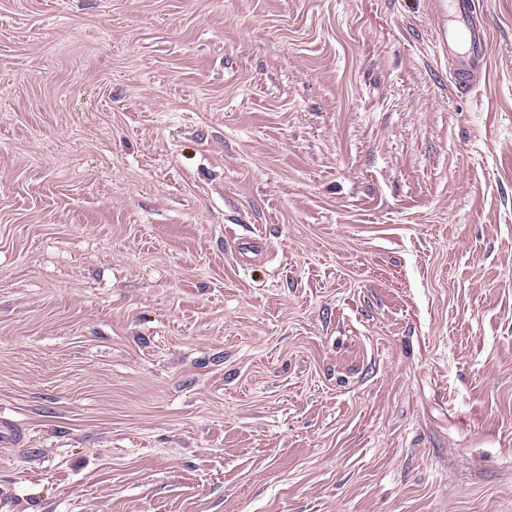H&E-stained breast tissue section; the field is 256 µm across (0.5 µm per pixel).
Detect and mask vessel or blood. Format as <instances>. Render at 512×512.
<instances>
[{
	"label": "vessel or blood",
	"instance_id": "1",
	"mask_svg": "<svg viewBox=\"0 0 512 512\" xmlns=\"http://www.w3.org/2000/svg\"><path fill=\"white\" fill-rule=\"evenodd\" d=\"M430 11L437 20L433 39L448 58L452 82L460 91L474 90L488 66L481 0H430Z\"/></svg>",
	"mask_w": 512,
	"mask_h": 512
}]
</instances>
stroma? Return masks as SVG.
<instances>
[{
    "mask_svg": "<svg viewBox=\"0 0 512 512\" xmlns=\"http://www.w3.org/2000/svg\"><path fill=\"white\" fill-rule=\"evenodd\" d=\"M0 0V512H512V0ZM481 0H431L438 23L433 35L448 57L449 74L462 92L475 89L488 66V34L482 22Z\"/></svg>",
    "mask_w": 512,
    "mask_h": 512,
    "instance_id": "obj_1",
    "label": "stroma"
}]
</instances>
